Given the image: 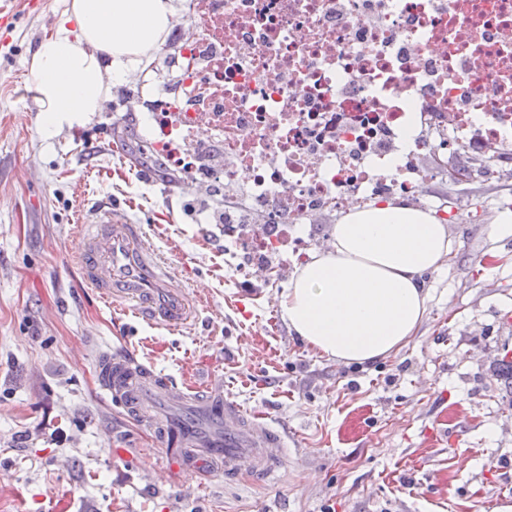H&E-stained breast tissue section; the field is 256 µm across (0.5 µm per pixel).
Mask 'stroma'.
<instances>
[{"instance_id":"stroma-1","label":"stroma","mask_w":512,"mask_h":512,"mask_svg":"<svg viewBox=\"0 0 512 512\" xmlns=\"http://www.w3.org/2000/svg\"><path fill=\"white\" fill-rule=\"evenodd\" d=\"M71 0H11L0 24V512H496L512 501V389L493 372L512 353V170L491 182L431 187L430 212L453 252L423 282L427 312L399 351L362 367L310 349L281 316L279 279L240 285L224 227L200 191L133 166L112 129L126 125L129 88L113 83L80 126L44 130L27 93L30 63ZM113 207L141 224L178 284L205 308L189 329L134 323L81 285L77 215ZM132 349L176 380L224 376V393L266 413L288 446L265 481L245 470L155 485L161 441L99 397L100 351Z\"/></svg>"}]
</instances>
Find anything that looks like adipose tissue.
Here are the masks:
<instances>
[{"label": "adipose tissue", "instance_id": "1", "mask_svg": "<svg viewBox=\"0 0 512 512\" xmlns=\"http://www.w3.org/2000/svg\"><path fill=\"white\" fill-rule=\"evenodd\" d=\"M172 0H72L33 56L29 81L46 127L83 124L122 78L166 40ZM454 248L448 227L391 201L348 212L279 299L301 340L339 364H367L416 334L429 292L420 276Z\"/></svg>", "mask_w": 512, "mask_h": 512}]
</instances>
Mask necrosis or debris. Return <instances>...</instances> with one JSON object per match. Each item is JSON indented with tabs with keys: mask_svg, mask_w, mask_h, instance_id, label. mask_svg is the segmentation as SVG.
Wrapping results in <instances>:
<instances>
[{
	"mask_svg": "<svg viewBox=\"0 0 512 512\" xmlns=\"http://www.w3.org/2000/svg\"><path fill=\"white\" fill-rule=\"evenodd\" d=\"M135 96L141 145L224 193L250 282L302 260L315 217L421 203L449 154L512 163V0H179ZM489 72L488 83H477Z\"/></svg>",
	"mask_w": 512,
	"mask_h": 512,
	"instance_id": "obj_1",
	"label": "necrosis or debris"
}]
</instances>
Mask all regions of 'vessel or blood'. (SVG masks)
<instances>
[{"mask_svg":"<svg viewBox=\"0 0 512 512\" xmlns=\"http://www.w3.org/2000/svg\"><path fill=\"white\" fill-rule=\"evenodd\" d=\"M83 247L77 256L81 282L105 304H121L125 314L170 329L190 328L196 310L175 285L172 267L144 241L141 225L112 212L80 217ZM99 385L110 402L164 441L168 456L197 476L213 467L234 478L241 470L269 473L286 446L285 434L267 415L249 414L224 397V377L211 373L196 385H181L133 353H100ZM194 407L210 425L199 434L185 423L161 416L160 406Z\"/></svg>","mask_w":512,"mask_h":512,"instance_id":"b4317fda","label":"vessel or blood"}]
</instances>
